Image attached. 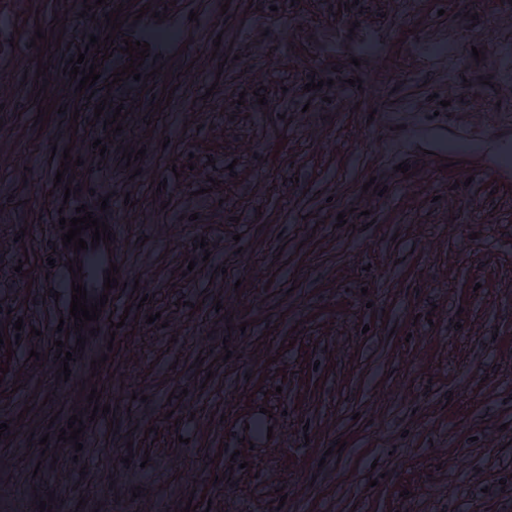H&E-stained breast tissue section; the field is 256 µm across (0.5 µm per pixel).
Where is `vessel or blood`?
<instances>
[{"label": "vessel or blood", "mask_w": 512, "mask_h": 512, "mask_svg": "<svg viewBox=\"0 0 512 512\" xmlns=\"http://www.w3.org/2000/svg\"><path fill=\"white\" fill-rule=\"evenodd\" d=\"M108 244L91 245L90 248L82 251H74L73 247H58L57 253L60 263L56 269V282L60 292L63 305L71 303V283L73 280L69 272V261L71 258H79L84 277L82 284L87 291L88 303L98 301L103 293V283L107 270L113 262V255L108 252Z\"/></svg>", "instance_id": "vessel-or-blood-1"}]
</instances>
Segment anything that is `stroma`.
<instances>
[{"label":"stroma","mask_w":512,"mask_h":512,"mask_svg":"<svg viewBox=\"0 0 512 512\" xmlns=\"http://www.w3.org/2000/svg\"><path fill=\"white\" fill-rule=\"evenodd\" d=\"M338 3L0 0V512H512V0ZM93 34L115 52L80 91ZM128 40L149 55L117 82ZM83 205L124 284L64 381L45 275Z\"/></svg>","instance_id":"1"}]
</instances>
